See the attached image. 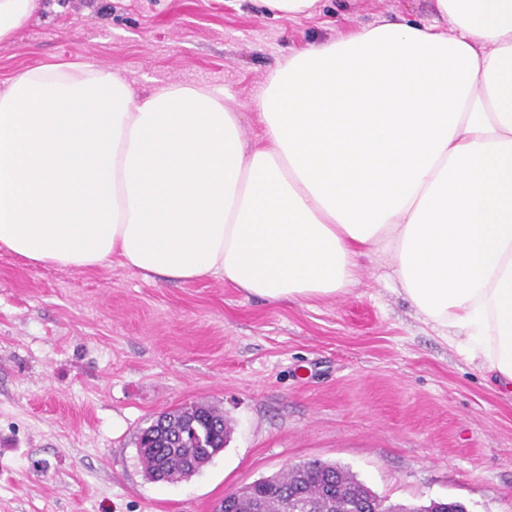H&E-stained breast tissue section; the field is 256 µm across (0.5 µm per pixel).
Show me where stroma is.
Returning <instances> with one entry per match:
<instances>
[{
    "mask_svg": "<svg viewBox=\"0 0 512 512\" xmlns=\"http://www.w3.org/2000/svg\"><path fill=\"white\" fill-rule=\"evenodd\" d=\"M438 20L433 0H321L289 20L260 0H41L0 44V84L89 62L138 90H220L246 112L290 54L356 27ZM186 403L223 411L229 442L189 480L150 481L139 433ZM315 458L389 504L512 512V395L421 319L385 263L336 296L270 302L218 278L153 282L0 251V512H216Z\"/></svg>",
    "mask_w": 512,
    "mask_h": 512,
    "instance_id": "1",
    "label": "stroma"
}]
</instances>
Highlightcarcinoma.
I'll return each instance as SVG.
<instances>
[{"instance_id": "carcinoma-1", "label": "carcinoma", "mask_w": 512, "mask_h": 512, "mask_svg": "<svg viewBox=\"0 0 512 512\" xmlns=\"http://www.w3.org/2000/svg\"><path fill=\"white\" fill-rule=\"evenodd\" d=\"M167 431L151 440L153 447L138 449L141 465L153 482L178 479L184 458L197 452L188 448L182 435L196 430L206 434L213 445L224 446L231 428L224 414L204 404H185L166 412ZM359 501L385 505L387 512H448L461 506L458 501L432 500L427 506L385 504L371 487L359 480L349 469L319 459L300 463L288 474L276 473L261 477L248 491L233 499L232 512H351Z\"/></svg>"}]
</instances>
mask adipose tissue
Listing matches in <instances>:
<instances>
[{
	"label": "adipose tissue",
	"instance_id": "adipose-tissue-1",
	"mask_svg": "<svg viewBox=\"0 0 512 512\" xmlns=\"http://www.w3.org/2000/svg\"><path fill=\"white\" fill-rule=\"evenodd\" d=\"M447 30L360 28L288 57L245 113L50 62L0 91V251L333 296L390 263L417 313L512 392V0H435Z\"/></svg>",
	"mask_w": 512,
	"mask_h": 512
}]
</instances>
